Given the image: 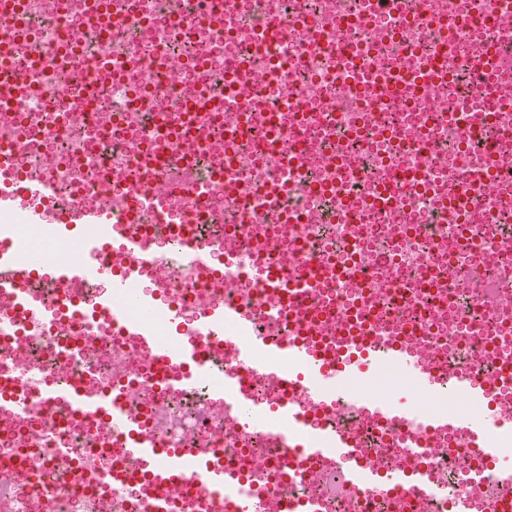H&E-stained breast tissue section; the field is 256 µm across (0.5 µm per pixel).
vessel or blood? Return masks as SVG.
<instances>
[{
	"instance_id": "b4317fda",
	"label": "vessel or blood",
	"mask_w": 512,
	"mask_h": 512,
	"mask_svg": "<svg viewBox=\"0 0 512 512\" xmlns=\"http://www.w3.org/2000/svg\"><path fill=\"white\" fill-rule=\"evenodd\" d=\"M14 166L10 153L0 152V212L12 209L17 194H24L32 202L14 228L0 230V283L13 288H23L30 278L40 270L46 249H59L68 236L69 223L86 225L87 234L77 239L78 260L60 265L58 276L62 283L78 285L98 279L103 271V257L107 239L120 241L125 251L138 253L144 248L140 239L123 237L122 225L131 223V216L114 219L111 214L88 209L77 216H61L56 223H47L44 202L51 193L46 182L25 181L21 187H14ZM43 225L42 242L30 246L23 260H16L13 248L16 240L22 239L23 230L30 225ZM330 268L321 261L308 262L298 274L285 270L269 271L259 269L258 280L268 296L274 300H287L289 306L306 305L308 299L303 291L288 289L287 284L298 278L308 281L325 280ZM122 301L125 309L119 319L126 335L146 337L154 333L157 304L145 292L135 286L130 273L113 274L108 290L98 300V309L109 312L113 301ZM232 325L240 331H248L249 325L242 313L234 306H225L222 314L202 312L196 324L197 339L192 343L174 344L160 341L156 349V360L167 364L177 358L196 366L194 374L186 376V386L199 381V373L210 363V342L222 335L225 326ZM226 353L240 366L266 375L276 384H288L289 388L301 389L305 397L317 402H342L351 409L363 411L379 421L394 427L413 424L421 428H455L472 440L483 442V452L494 458L498 450L494 442L495 425L500 421L498 410L492 409L478 416L454 414L445 410L427 412L419 408L406 390L391 392L389 395H366L344 384L345 379L357 380L374 376L386 368L393 367L401 375L410 377L416 390L432 393L436 390L435 366L421 358L410 357L404 348L394 346L383 349L373 341L360 343L355 354L348 355L331 349H315L311 338L302 336L285 343L266 345L264 340L253 338L246 342H234L226 346ZM290 362L292 371H283L282 362ZM226 412L231 414L241 431H256L265 434L269 452L274 460L286 465L292 463L296 447H303L308 459L320 466L336 467V476L343 483L354 488H367L377 483L378 473L367 465L346 466L345 461L356 453L355 436L341 427L324 426L312 430L302 427V418L294 405L282 406L276 418H268L265 405L258 403L243 383L222 385L218 392ZM75 408L85 411L108 412L113 422L125 423L127 415L119 401L109 398L75 395ZM134 452L139 456L162 458L157 470L154 493L158 503H165L170 485L182 474L185 454L169 452L154 447L147 440H140ZM224 466L220 463L204 465L199 471L202 482L223 489L224 499L229 502L232 512H296L294 501L279 497L258 500L246 491L225 486Z\"/></svg>"
}]
</instances>
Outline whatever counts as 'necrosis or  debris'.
I'll return each instance as SVG.
<instances>
[{
	"instance_id": "4bbe7bcc",
	"label": "necrosis or debris",
	"mask_w": 512,
	"mask_h": 512,
	"mask_svg": "<svg viewBox=\"0 0 512 512\" xmlns=\"http://www.w3.org/2000/svg\"><path fill=\"white\" fill-rule=\"evenodd\" d=\"M21 31L0 11V47L24 100L0 112V148L19 178H43L55 207L135 208L131 173L154 155L180 166L212 223L191 227L193 204L170 173L157 175L158 203L135 225L141 256L107 246L109 271L131 272L139 289L182 320L157 323L161 336L192 337L201 310L237 305L255 333L276 323L296 336L315 315L350 337L404 345L439 365L440 380L475 378L488 403L512 413L504 372L512 367V68L475 80L478 49L512 57V0H411L392 13L382 0H21ZM284 23L263 36L267 16ZM453 43L447 78L429 64ZM71 52L57 63L60 48ZM406 71L380 94L382 78ZM239 113L244 136H224V115ZM401 171L411 192L391 185ZM367 217L355 238L350 223ZM167 224L194 233L206 262H173ZM236 268L224 266L227 244ZM391 254L408 285L382 279L372 261ZM342 275L311 285L310 312L267 301L252 274L261 266L311 260ZM101 279L68 300L53 266L41 269L24 304L0 288V379L15 378L25 410L0 398V512H224V494L185 471L165 510L150 477L154 458H133L135 440L160 447L208 448L228 479L256 497H324L330 512H388L407 488L379 481L370 491L337 485L333 475L288 478L261 435L233 425L214 379L243 382L275 409L279 393L263 376L219 358L214 376L181 386L189 368L159 367L150 343L124 335L96 308ZM113 396L129 426L67 406L66 389ZM291 398L313 425L357 424L360 461L378 472L416 465L452 478L436 502L411 512H504L496 468L461 434L404 432L366 414Z\"/></svg>"
}]
</instances>
